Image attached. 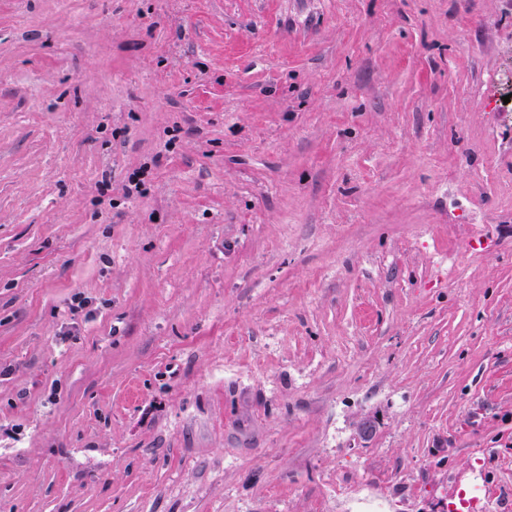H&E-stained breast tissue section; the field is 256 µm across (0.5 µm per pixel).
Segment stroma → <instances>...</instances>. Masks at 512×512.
Instances as JSON below:
<instances>
[{
    "label": "stroma",
    "mask_w": 512,
    "mask_h": 512,
    "mask_svg": "<svg viewBox=\"0 0 512 512\" xmlns=\"http://www.w3.org/2000/svg\"><path fill=\"white\" fill-rule=\"evenodd\" d=\"M459 485L512 512V0H0V512Z\"/></svg>",
    "instance_id": "35a3bbf8"
}]
</instances>
